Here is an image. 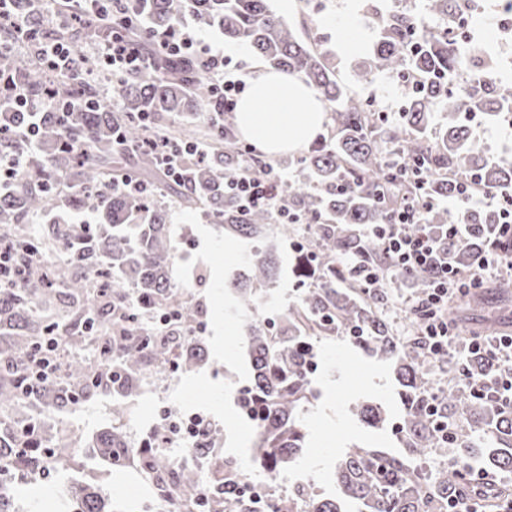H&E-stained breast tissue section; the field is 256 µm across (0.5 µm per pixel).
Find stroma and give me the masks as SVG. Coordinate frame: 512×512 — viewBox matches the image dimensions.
<instances>
[{
  "instance_id": "1",
  "label": "stroma",
  "mask_w": 512,
  "mask_h": 512,
  "mask_svg": "<svg viewBox=\"0 0 512 512\" xmlns=\"http://www.w3.org/2000/svg\"><path fill=\"white\" fill-rule=\"evenodd\" d=\"M274 9L282 11L289 24L300 35L320 38L323 47L335 49L336 24L346 11V0H292L283 4L273 0ZM482 21L473 25L472 34L488 37L496 52L502 77L512 82V16L502 22L498 37L488 35L495 13L493 0H479ZM360 96L374 104L389 117L401 112L407 94L387 74H376ZM473 140L489 156L512 152V129L507 124L491 123L477 112L465 119ZM172 238L177 247L175 277L188 281L193 292L201 297L207 331L201 342L206 352L204 361L189 371L158 374L145 371L138 394L128 399L129 415L123 422L128 442L140 446L148 440L153 415L148 405L185 403L187 391H195V405L213 418L212 425L222 431L225 451L234 456L242 471L254 467L251 459L253 428L241 416L234 403L237 382L247 380L250 362L247 345L241 337L242 318L236 313L224 283L237 273L250 250L246 240L229 241L205 223L199 214L185 212L180 206L172 208ZM279 256L283 271L270 288L258 291L260 300L278 310H285L299 294V283L290 272L293 251L281 244ZM325 368L318 375L315 387L318 396L309 404L302 420L307 432V447L300 457L315 485L328 488L331 497L341 492L333 472L337 460L352 444L373 443L389 450L399 445L390 431L399 421V405L395 398L396 384L392 371L385 363L365 357L343 338L326 341L322 350ZM379 398L388 405L389 428L367 430L352 413L355 402ZM112 396L96 391L78 407H58L49 403L37 411V418L51 427L65 430L80 449L76 468L63 471L46 467L32 482L23 486L14 498L16 512H39L41 502H51L54 512H63L62 490L74 483L95 485L108 498L112 512H158L146 491L141 490L134 470L113 472L96 449L92 437L112 424Z\"/></svg>"
}]
</instances>
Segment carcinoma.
I'll return each mask as SVG.
<instances>
[{"instance_id": "obj_1", "label": "carcinoma", "mask_w": 512, "mask_h": 512, "mask_svg": "<svg viewBox=\"0 0 512 512\" xmlns=\"http://www.w3.org/2000/svg\"><path fill=\"white\" fill-rule=\"evenodd\" d=\"M465 0H424L426 15L442 21L421 27L417 13L375 11L370 21L378 40L355 72L366 85L378 72L394 79L405 73L418 78L419 87L392 121L383 120L362 98L348 92L339 78L336 56L311 38H302L287 19L272 10L269 0H131L130 11L140 13L150 31L163 33L186 16L221 31L224 39L251 48L270 67L286 70L311 86L325 103L331 131L322 141L286 162L299 177L276 183L278 206L307 217L313 230L303 250L295 253L293 275L304 285L298 300L279 317L274 330L252 317L256 288L269 287L280 272L278 245L269 229L272 210L243 211L227 182L242 164L260 172L246 144L234 134V116L218 127L207 123L204 137L210 151L203 160L184 157L185 182L167 188L184 208L204 206L202 218L220 224L227 239L252 243L245 265L224 288L234 296L244 319L252 368L250 384L239 397L243 407L258 414L255 420V461L277 472L304 448L306 431L300 412L309 402L307 365L314 355L312 339L333 340L342 332L367 354L388 362L400 386L404 406L400 427L401 451L376 445H355L336 463V479L343 495L358 503V512H445L448 499L469 485L468 475L445 465L432 472L414 469L442 442L425 413L422 396L441 371L422 348L417 319L398 327L384 308L411 291L419 296L430 279L426 271L398 272L389 268L376 239L365 233L369 224H388L397 208L414 193L412 170L421 167L431 177L421 193L433 200L424 222L435 229L450 221L440 206L456 197L454 185L472 174L492 190H512V158H491L473 141L461 120L463 112H480L498 122L512 112V85L486 42L460 41L445 23L458 16ZM16 12L27 16L31 35L28 51L0 66V108L6 124L0 127V151H18L10 136L23 116L10 108L14 87L26 88L36 100L51 95L64 102L83 103L64 117L50 109L40 128L42 152L28 158L10 186L0 192V242L22 251L28 269L19 288L0 290V482L16 475L30 477L50 463L69 468L74 449L65 441L49 444L43 423L29 416L14 419L19 406L36 408L51 400L66 407L99 386L112 395L129 397L139 388L142 367L177 364L187 370L203 361L202 344L191 336L199 321L195 306L178 305L179 319L170 334L148 329L143 313L175 305L178 283L171 275L175 253L169 207L157 200L160 173L155 154L145 142L185 141L199 112L215 111L211 83L193 57L154 55V65L112 78L114 108L90 109L95 99L83 72H59L36 61L46 38L33 0H15ZM448 113L440 135H428L434 112ZM120 128L124 143L113 137ZM134 154L136 180L151 186L145 194L123 189L112 176L114 158ZM91 212L98 224L91 240L71 224L72 215ZM44 214L48 226L37 242L28 239L20 219ZM466 244L449 248L456 265H470L493 237L497 216L470 208ZM363 268L378 269L383 281L364 294ZM484 296L473 293L456 304L457 317L468 318L483 308ZM58 338V374L30 392L33 380L22 363L43 351L45 339ZM448 421L462 420L482 430L488 453L482 465L512 472V414L497 411L453 380L437 388ZM356 416L377 428L385 421L379 404L362 402ZM125 408L113 407L112 429L96 435L93 447L116 471L131 464L152 480L157 494L169 498L168 512H199L202 495L217 502L220 512H255L249 495L237 492V466L214 448L219 433L211 429L194 455L208 471L203 477L192 465H180L158 447L164 434L156 429L150 444L131 446L121 431ZM268 512H340L335 499L318 494L308 482L293 493L276 495ZM66 512H109L96 488H70Z\"/></svg>"}]
</instances>
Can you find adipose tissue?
Returning <instances> with one entry per match:
<instances>
[{"label":"adipose tissue","mask_w":512,"mask_h":512,"mask_svg":"<svg viewBox=\"0 0 512 512\" xmlns=\"http://www.w3.org/2000/svg\"><path fill=\"white\" fill-rule=\"evenodd\" d=\"M235 116L239 133L271 157L308 145L322 131L326 109L306 83L269 70L252 80Z\"/></svg>","instance_id":"obj_1"}]
</instances>
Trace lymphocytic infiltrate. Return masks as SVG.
Here are the masks:
<instances>
[{"label": "lymphocytic infiltrate", "mask_w": 512, "mask_h": 512, "mask_svg": "<svg viewBox=\"0 0 512 512\" xmlns=\"http://www.w3.org/2000/svg\"><path fill=\"white\" fill-rule=\"evenodd\" d=\"M90 8L97 20L114 29L111 41L101 52L102 62L112 74L117 76L146 67L149 54L123 33L124 28L131 26V19L115 14L102 0H92ZM188 26V21H180L172 30L152 36L151 41L155 48L171 55L197 57L225 111H233L244 88L243 79L226 71L223 46H197ZM13 104L15 111L26 116L25 125L16 133L25 150L17 154H0V173L9 177L23 166L26 154L39 149L40 125L46 110L45 105L34 103L23 93L15 95ZM277 178V173L270 168L260 173L243 168L232 177L229 187L242 208L270 209L275 204L272 186ZM479 183L475 176L463 179L458 185L459 201L464 206H482L494 211L498 217V231L471 270H461L443 258L447 245L465 243L467 225L457 218L443 225L441 233L418 231L424 202L403 206L394 214L391 223L372 225L370 232L394 268L404 272L426 270L431 274L418 303L419 333L427 353L438 360L448 361L450 375L478 396L483 395L486 383L482 376L469 370L466 360L468 356L479 355L494 362L498 371L495 406L500 411L512 412V336H477L459 340L457 326L450 315V306L459 296L484 288L491 278L512 274V192L483 190Z\"/></svg>", "instance_id": "obj_1"}]
</instances>
